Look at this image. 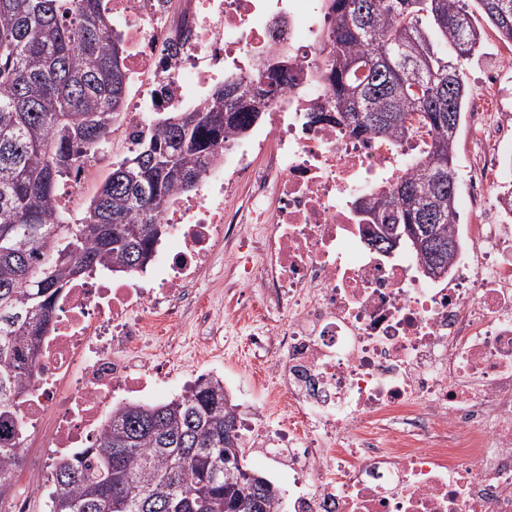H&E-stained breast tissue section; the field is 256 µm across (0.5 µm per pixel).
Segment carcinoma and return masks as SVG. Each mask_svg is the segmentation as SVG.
Segmentation results:
<instances>
[{"instance_id": "1", "label": "carcinoma", "mask_w": 512, "mask_h": 512, "mask_svg": "<svg viewBox=\"0 0 512 512\" xmlns=\"http://www.w3.org/2000/svg\"><path fill=\"white\" fill-rule=\"evenodd\" d=\"M327 0L320 51L329 107L355 136L420 140L416 168L360 207L371 224H428L459 242L456 152L469 92L464 66L483 48L487 22L512 41V0ZM99 0H0V485L18 460V398L61 290L88 269L133 273L165 234L171 195L190 192L218 146L243 135L288 83L266 64L261 93L234 83L211 102L168 112L136 133L84 216L64 223L59 178L112 135L126 103L124 53ZM238 418L224 385L202 378L189 395L128 402L77 459L53 465L49 512H275L279 490L245 465ZM243 473L224 482V469Z\"/></svg>"}]
</instances>
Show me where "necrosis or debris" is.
<instances>
[{"label":"necrosis or debris","mask_w":512,"mask_h":512,"mask_svg":"<svg viewBox=\"0 0 512 512\" xmlns=\"http://www.w3.org/2000/svg\"><path fill=\"white\" fill-rule=\"evenodd\" d=\"M125 46L132 95L119 126L189 112L231 75L259 81L271 58L290 82L268 121L220 145L194 195L161 216L172 246L137 275L89 273L61 292L18 403L22 450L0 512H28L43 459L77 453L114 409L147 401L171 372L151 347L207 359L209 337L241 326L259 371L236 384L255 415L247 448H279L288 512H512V41L482 68L462 196L470 223L446 277L411 252L368 243L359 205L412 171L410 143L349 133L315 65L324 0H101ZM244 194L242 207L226 199ZM231 281L216 313L195 286L218 255ZM202 334L177 337L186 313Z\"/></svg>","instance_id":"1"}]
</instances>
